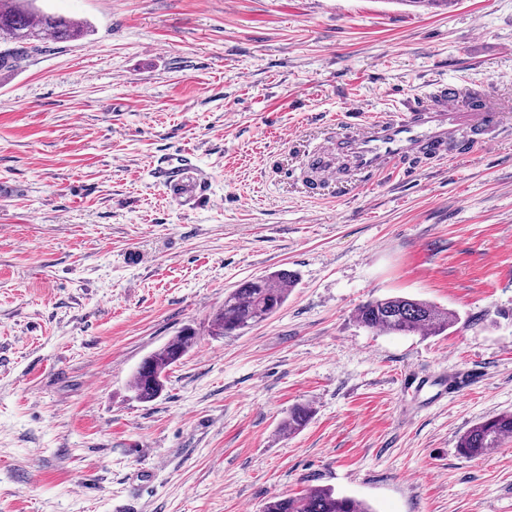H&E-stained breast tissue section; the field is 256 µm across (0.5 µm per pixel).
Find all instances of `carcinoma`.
Masks as SVG:
<instances>
[{"label": "carcinoma", "instance_id": "cac0c4a2", "mask_svg": "<svg viewBox=\"0 0 512 512\" xmlns=\"http://www.w3.org/2000/svg\"><path fill=\"white\" fill-rule=\"evenodd\" d=\"M89 25L36 6V0H0V68L18 67L30 50L46 41L64 42L89 35ZM295 281L285 269L246 280L224 296L223 307L212 326L217 335L234 334L275 314L288 299ZM359 324L389 334L437 335L456 321V314L429 302L394 296L375 299L356 312ZM195 342V333L183 330L146 357L135 371L131 390L142 403H150L166 387L167 369L179 362ZM312 408L298 404L288 410L282 430L295 434L311 419ZM512 438V413H500L471 426L460 438L458 448L467 458H479ZM261 512H373L365 501L341 495L331 487L311 488L295 497L273 496Z\"/></svg>", "mask_w": 512, "mask_h": 512}]
</instances>
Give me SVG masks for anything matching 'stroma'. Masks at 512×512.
Segmentation results:
<instances>
[{
	"label": "stroma",
	"mask_w": 512,
	"mask_h": 512,
	"mask_svg": "<svg viewBox=\"0 0 512 512\" xmlns=\"http://www.w3.org/2000/svg\"><path fill=\"white\" fill-rule=\"evenodd\" d=\"M38 5L93 31L0 70V512H260L319 486L374 512H512V439L457 448L512 411V112L404 182L306 178L348 108L450 81L512 103V0ZM183 159L192 205L155 176ZM279 269L276 314L212 333L226 294ZM387 296L458 321L362 327ZM187 327L138 402L136 369ZM195 338V332L184 329L141 362L131 381V390L138 401L150 403L160 397L166 387L167 369L183 358ZM312 408L308 405L298 404L288 410V416L282 423V430L288 434H295L302 430L311 419ZM512 438V413H500L471 426L460 438L458 448L467 458H479Z\"/></svg>",
	"instance_id": "stroma-1"
}]
</instances>
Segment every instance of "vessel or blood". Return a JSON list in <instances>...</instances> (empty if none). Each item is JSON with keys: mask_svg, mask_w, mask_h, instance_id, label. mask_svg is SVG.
<instances>
[{"mask_svg": "<svg viewBox=\"0 0 512 512\" xmlns=\"http://www.w3.org/2000/svg\"><path fill=\"white\" fill-rule=\"evenodd\" d=\"M392 109L394 114L390 117L355 111L345 113L343 126L337 131L330 150L308 162L320 183L335 179V161L339 158L345 160L351 178L362 177L373 182L387 174L399 179L408 177L406 160L420 156L455 159L463 139L476 147L490 145L502 115L491 93L465 100L455 82L414 101L398 98ZM158 176L178 187L183 200H198L202 193V182L190 164L160 170Z\"/></svg>", "mask_w": 512, "mask_h": 512, "instance_id": "vessel-or-blood-1", "label": "vessel or blood"}]
</instances>
